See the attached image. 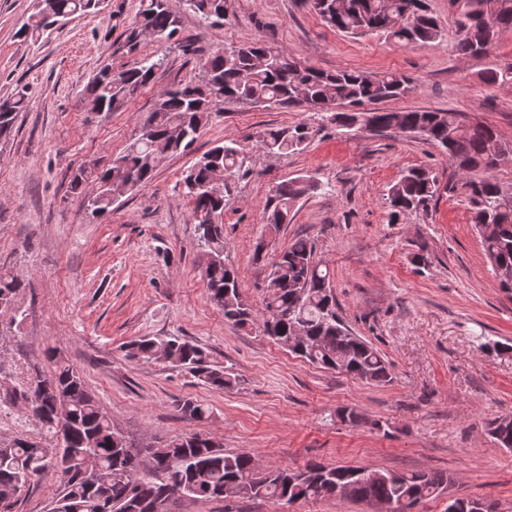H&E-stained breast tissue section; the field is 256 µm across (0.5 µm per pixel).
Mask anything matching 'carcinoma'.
I'll return each instance as SVG.
<instances>
[{"instance_id": "carcinoma-1", "label": "carcinoma", "mask_w": 512, "mask_h": 512, "mask_svg": "<svg viewBox=\"0 0 512 512\" xmlns=\"http://www.w3.org/2000/svg\"><path fill=\"white\" fill-rule=\"evenodd\" d=\"M103 0H42L41 9L20 30L37 39L60 22L99 8ZM458 35L456 51L463 57L496 49L502 33L512 30V0H450ZM230 0H196L191 11L202 19L228 17ZM314 11L330 27L351 37L383 32L400 46L435 42L442 37L436 18L425 0H317ZM136 23L155 33V41L178 42L179 16L164 0H140ZM161 62L147 56L125 70L104 66L83 90L92 110L122 109L131 89L153 79ZM200 76L172 86L161 94L153 112L112 166L73 176L71 189L84 192L86 209L96 218L112 211V193H132L148 183L153 171L170 155L187 151L200 129L222 104H250L295 109L298 91L305 93L307 109L330 113L342 129L354 128L363 107L404 97L414 90L411 78L396 73L359 70L323 72L300 66L293 54L259 42L229 46L198 61ZM482 80L489 86L512 83V64L486 68ZM26 101L19 93L7 108L0 107V139L12 132ZM378 129L406 127L447 153L462 177L448 187L467 202L474 225L491 224L482 238L485 255L501 287L512 289V205L504 196L512 186L491 174L490 143L497 131L482 122L467 123L455 112L443 110H373ZM313 130L306 124L269 128L256 141L266 153L288 154L304 150ZM247 149L228 140L199 157L178 185L180 195L192 203L191 217L202 249L204 277L210 301L224 312L232 326H259L276 342L303 333L290 351L324 368L345 373L368 384L392 381L390 364L367 340L354 335L336 313L329 268L315 261V245L306 238L294 240L271 263L263 308L255 312L239 291L236 269L224 258V208L230 195L222 173L234 177L242 169ZM317 188L311 180L291 178L279 183L266 208L265 228L273 233L288 223L296 202ZM442 187L432 172L419 167L405 170L388 190L391 216L423 210L441 196ZM22 288L19 277L0 274V304H17ZM164 351L171 365L202 384L221 390L236 384L227 367L208 360L204 348L181 337L144 336L126 346V357L152 361ZM13 402L30 404L32 417L51 435L43 446L24 437L0 441V509L10 508L35 477L54 473L61 491L51 512H151L160 498L196 500H270L282 506L328 495V487L348 485L346 498L369 502L391 499L416 505L440 495L448 479L439 472H391L365 467H325L311 463L306 471H261L246 453H226L206 435L178 436L154 448L136 451L112 427V419L88 390L83 377L60 363L46 377L33 369L26 386L8 394ZM180 410L192 419L208 417L204 405L186 400ZM498 445L512 449V417L489 423ZM92 456L99 473L112 480L105 510L102 491L86 477L84 462Z\"/></svg>"}]
</instances>
